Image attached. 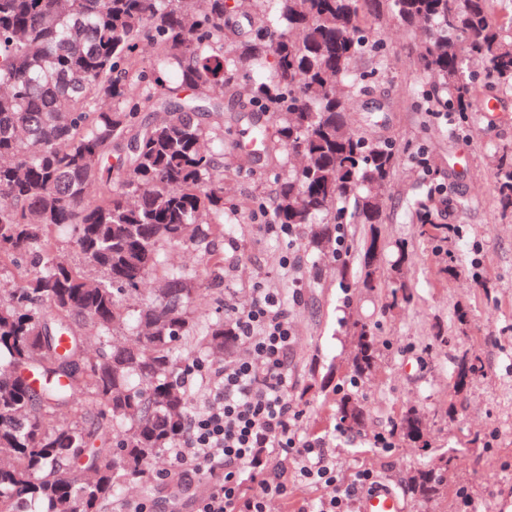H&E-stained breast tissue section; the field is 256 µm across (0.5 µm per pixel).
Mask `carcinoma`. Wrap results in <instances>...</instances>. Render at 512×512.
I'll list each match as a JSON object with an SVG mask.
<instances>
[{
	"mask_svg": "<svg viewBox=\"0 0 512 512\" xmlns=\"http://www.w3.org/2000/svg\"><path fill=\"white\" fill-rule=\"evenodd\" d=\"M380 9L422 30L421 111L463 125L512 92V0H252L239 25L228 0H0V270L12 269L0 280V512H99L186 435L185 375L216 350L234 356L231 323L201 324L191 310L218 258L166 269L159 252L224 233V112L265 114L276 139L259 130L255 147L303 157L275 172L273 223L317 225L313 248L328 257L347 225H362L348 247L356 269L346 258L341 278L387 289L388 311L412 302L377 263L400 148L347 121L385 63L370 37ZM366 55L377 58L370 71L358 67ZM492 164L498 203L512 209V146ZM425 172L409 217L443 244L451 276L456 235L441 220L468 200L438 182V162L427 159ZM63 225L77 262L61 259ZM153 277L159 295L129 308ZM344 333L362 381L383 344L362 319ZM188 340L194 350L177 356ZM485 366L465 349L453 389ZM83 401L97 407L91 420ZM333 404L340 423L361 429L357 394L337 392ZM392 434L420 441L417 411H402ZM447 487L446 460L410 485L420 512H434Z\"/></svg>",
	"mask_w": 512,
	"mask_h": 512,
	"instance_id": "1",
	"label": "carcinoma"
}]
</instances>
